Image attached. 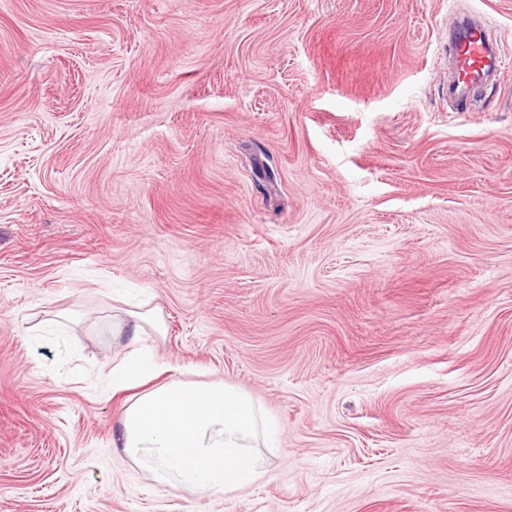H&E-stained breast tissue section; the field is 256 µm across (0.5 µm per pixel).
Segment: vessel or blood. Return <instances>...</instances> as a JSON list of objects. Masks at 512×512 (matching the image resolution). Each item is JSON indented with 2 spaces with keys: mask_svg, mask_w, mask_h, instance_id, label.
Segmentation results:
<instances>
[{
  "mask_svg": "<svg viewBox=\"0 0 512 512\" xmlns=\"http://www.w3.org/2000/svg\"><path fill=\"white\" fill-rule=\"evenodd\" d=\"M448 54L456 64L454 91L458 108H469L471 92L484 83L497 60L492 54V41L484 27L465 21L453 26Z\"/></svg>",
  "mask_w": 512,
  "mask_h": 512,
  "instance_id": "vessel-or-blood-1",
  "label": "vessel or blood"
}]
</instances>
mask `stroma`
I'll return each instance as SVG.
<instances>
[{
  "label": "stroma",
  "instance_id": "1",
  "mask_svg": "<svg viewBox=\"0 0 512 512\" xmlns=\"http://www.w3.org/2000/svg\"><path fill=\"white\" fill-rule=\"evenodd\" d=\"M118 293L276 420L261 480L113 447ZM0 512H512V0H0ZM453 37L448 41V56L456 64L454 92L460 99L455 109L471 108L470 93L484 83L497 66L492 55V40L487 30L460 19L454 24Z\"/></svg>",
  "mask_w": 512,
  "mask_h": 512
}]
</instances>
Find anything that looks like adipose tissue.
<instances>
[{
  "instance_id": "1",
  "label": "adipose tissue",
  "mask_w": 512,
  "mask_h": 512,
  "mask_svg": "<svg viewBox=\"0 0 512 512\" xmlns=\"http://www.w3.org/2000/svg\"><path fill=\"white\" fill-rule=\"evenodd\" d=\"M114 336L129 339L130 352L113 364V393L130 397L118 419V444L155 482L175 491L229 494L262 474L259 448L276 431L256 400L222 381L187 383L178 375L157 383L168 364L159 362L148 335H163L157 309L140 305L112 320Z\"/></svg>"
}]
</instances>
